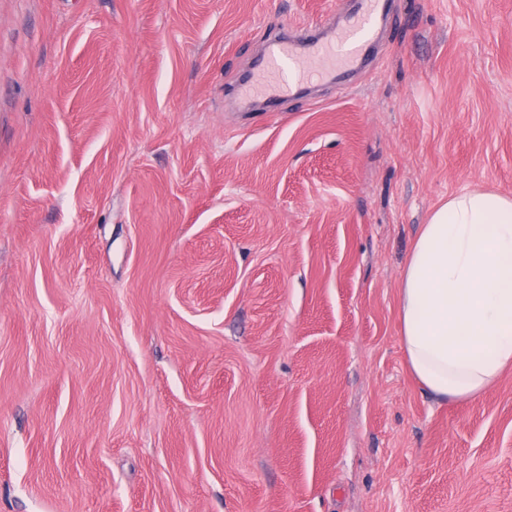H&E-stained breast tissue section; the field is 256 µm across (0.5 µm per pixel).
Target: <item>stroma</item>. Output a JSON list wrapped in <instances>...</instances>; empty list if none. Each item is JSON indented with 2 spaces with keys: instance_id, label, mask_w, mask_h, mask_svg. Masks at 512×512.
<instances>
[{
  "instance_id": "obj_1",
  "label": "stroma",
  "mask_w": 512,
  "mask_h": 512,
  "mask_svg": "<svg viewBox=\"0 0 512 512\" xmlns=\"http://www.w3.org/2000/svg\"><path fill=\"white\" fill-rule=\"evenodd\" d=\"M347 4L0 0V512H512V367L439 402L399 324L432 211L512 197V0L225 99Z\"/></svg>"
}]
</instances>
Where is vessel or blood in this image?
<instances>
[{
	"label": "vessel or blood",
	"mask_w": 512,
	"mask_h": 512,
	"mask_svg": "<svg viewBox=\"0 0 512 512\" xmlns=\"http://www.w3.org/2000/svg\"><path fill=\"white\" fill-rule=\"evenodd\" d=\"M385 6V0H360L358 8L332 37L311 34L295 42L280 32L270 35L260 65L242 85L241 95L254 92L262 99H276L287 95L295 83L340 78L364 57L372 36L371 22Z\"/></svg>",
	"instance_id": "1"
}]
</instances>
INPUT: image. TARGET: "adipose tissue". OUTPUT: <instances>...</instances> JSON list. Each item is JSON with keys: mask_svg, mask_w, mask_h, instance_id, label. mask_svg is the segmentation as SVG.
I'll use <instances>...</instances> for the list:
<instances>
[{"mask_svg": "<svg viewBox=\"0 0 512 512\" xmlns=\"http://www.w3.org/2000/svg\"><path fill=\"white\" fill-rule=\"evenodd\" d=\"M401 344L435 397L482 395L512 365V198L473 190L424 224L400 288Z\"/></svg>", "mask_w": 512, "mask_h": 512, "instance_id": "1", "label": "adipose tissue"}]
</instances>
